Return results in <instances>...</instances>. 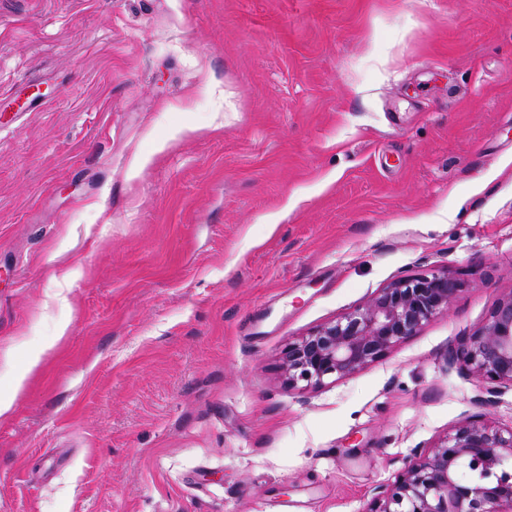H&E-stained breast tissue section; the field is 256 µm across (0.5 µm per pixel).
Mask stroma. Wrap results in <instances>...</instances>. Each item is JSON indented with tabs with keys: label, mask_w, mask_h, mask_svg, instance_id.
Instances as JSON below:
<instances>
[{
	"label": "stroma",
	"mask_w": 512,
	"mask_h": 512,
	"mask_svg": "<svg viewBox=\"0 0 512 512\" xmlns=\"http://www.w3.org/2000/svg\"><path fill=\"white\" fill-rule=\"evenodd\" d=\"M443 269L445 313L288 387ZM511 292L512 0H0V512H366L512 428L447 364ZM461 282L448 270L401 279L367 304L288 344L283 369L289 387H319L381 359L425 323L448 310Z\"/></svg>",
	"instance_id": "35a3bbf8"
}]
</instances>
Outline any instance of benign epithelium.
Returning <instances> with one entry per match:
<instances>
[{
  "label": "benign epithelium",
  "mask_w": 512,
  "mask_h": 512,
  "mask_svg": "<svg viewBox=\"0 0 512 512\" xmlns=\"http://www.w3.org/2000/svg\"><path fill=\"white\" fill-rule=\"evenodd\" d=\"M461 282L443 270L401 279L356 308L288 344V386L319 387L381 359L448 310ZM448 364L480 379L488 395L512 387V292L488 322L450 349ZM512 429L486 420L458 425L415 454L396 480L380 488L365 512H512ZM468 471H480L473 479Z\"/></svg>",
  "instance_id": "benign-epithelium-1"
}]
</instances>
